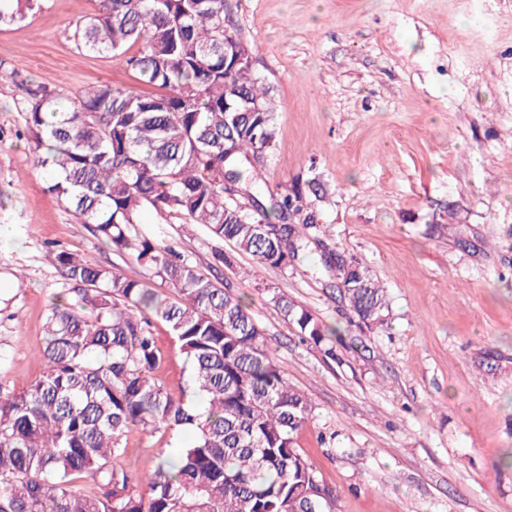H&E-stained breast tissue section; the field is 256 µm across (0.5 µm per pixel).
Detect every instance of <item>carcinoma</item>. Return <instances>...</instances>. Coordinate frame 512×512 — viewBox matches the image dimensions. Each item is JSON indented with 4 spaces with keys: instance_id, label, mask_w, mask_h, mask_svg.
Wrapping results in <instances>:
<instances>
[{
    "instance_id": "obj_1",
    "label": "carcinoma",
    "mask_w": 512,
    "mask_h": 512,
    "mask_svg": "<svg viewBox=\"0 0 512 512\" xmlns=\"http://www.w3.org/2000/svg\"><path fill=\"white\" fill-rule=\"evenodd\" d=\"M43 0H0V27L23 22ZM70 40L80 52L125 54L137 85L103 83L73 96L26 89L27 143L48 189L112 250L168 281L172 302L145 282L84 256L53 255L71 293L44 324L43 374L0 389V512H330L307 494L318 475L296 447L309 422L307 395L288 383L243 296L137 234L151 210L202 224L259 264L306 258L321 225L293 185L264 200L262 171L275 135V106L230 25L228 0H97ZM322 256L350 315L385 324V289L368 268ZM271 301L302 339L336 358L337 330L273 291ZM164 323L190 364L172 393L157 373ZM191 431L134 486L119 461L128 434ZM91 479L96 491L78 482Z\"/></svg>"
}]
</instances>
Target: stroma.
Listing matches in <instances>:
<instances>
[{
	"instance_id": "stroma-1",
	"label": "stroma",
	"mask_w": 512,
	"mask_h": 512,
	"mask_svg": "<svg viewBox=\"0 0 512 512\" xmlns=\"http://www.w3.org/2000/svg\"><path fill=\"white\" fill-rule=\"evenodd\" d=\"M276 111L265 191L319 183L304 216L326 246L285 269L260 265L204 226L182 233L145 212L139 233L173 247L245 296L291 385L311 400L296 437L337 492L334 512H512V0H230ZM96 0H45L0 29V388L43 371L54 296L67 284L48 252L79 253L169 299L152 270L98 241L48 192L27 145L29 85L66 94L130 85L125 56L79 53L71 25ZM371 270L386 323L348 325L319 273L324 248ZM223 250L231 266L216 265ZM280 290L341 329L335 359L303 342L271 300ZM160 379L190 365L163 323ZM182 433L129 435L121 464L142 476Z\"/></svg>"
}]
</instances>
